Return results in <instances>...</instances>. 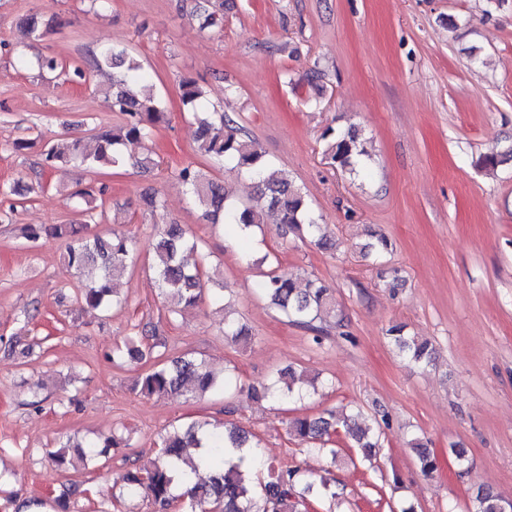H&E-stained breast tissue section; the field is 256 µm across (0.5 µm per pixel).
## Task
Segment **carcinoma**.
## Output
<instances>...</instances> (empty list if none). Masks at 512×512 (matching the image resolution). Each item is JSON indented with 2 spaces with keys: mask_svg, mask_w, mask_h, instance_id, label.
<instances>
[{
  "mask_svg": "<svg viewBox=\"0 0 512 512\" xmlns=\"http://www.w3.org/2000/svg\"><path fill=\"white\" fill-rule=\"evenodd\" d=\"M25 35L40 37L47 33L42 18L31 15L23 21ZM89 66L96 71H112V85L105 98L114 112L125 116L121 126L94 134L95 146L87 150L79 138L47 144L44 152L48 169L85 167L89 170L123 165L128 162L127 146L146 140L153 129L165 121V106L161 98L146 89L147 78L141 64L121 43H113L90 57ZM181 100L190 109L197 124L196 152L214 161H224L246 171L254 180L255 197L246 204L229 201L224 185L208 177L200 168L187 165L179 171V179L191 194L202 216L211 224H227L241 233L268 223H276L298 231L312 239L321 249H331L334 243L322 232L303 190L294 185L288 175L266 159L259 144L246 137L241 128L224 119V113L208 111L205 93L198 82L184 78L180 83ZM330 138L328 154L336 166L352 174L364 168L369 156L367 139L356 129L337 133L325 132ZM52 235L67 240L64 262L67 268L83 272L98 267L101 274L88 282L80 292V301L89 309L120 307L115 280L121 276L132 258L134 243L122 235L101 236L88 231L86 224H56ZM153 268L161 294L172 311L195 306L204 290L203 266L196 259L198 244L186 235L179 224H167L152 245ZM260 287L265 298L293 324L314 333V343H321L322 327L315 325L327 317L334 306L330 289L308 279L299 285L297 279L270 265L263 273ZM388 334L405 360L415 366H427L436 359L433 345L426 339L404 334V327L394 325ZM224 336L234 342L245 341L248 329L229 316H224ZM153 355V348L138 346L116 347L113 357L130 364L140 363ZM226 381L217 380L214 373L191 357L169 362L156 356L152 367L142 372L135 390L144 397L182 395L198 397L223 390ZM262 397L277 402L302 400L306 397L302 376L288 369L271 377L263 386ZM359 413L326 414L297 418L289 422V433L295 438L317 445L324 450L326 438L341 427L355 447L367 458L376 455L380 447L379 433L373 427L358 425ZM157 455L140 466H133L122 475V494L143 497L154 508L169 509L177 497L173 493L175 474L180 466L194 480L193 487L182 497L188 508L200 512H297L305 494L314 483L298 467L276 468L265 459L258 444L237 427L207 430L198 422L173 425L160 438ZM119 445L117 439H106L103 449L87 444L88 451L74 455L70 446L61 445L48 452L51 465L68 469L78 463L87 464ZM422 472L436 470V459L427 448L413 446ZM470 512H512V502L490 488L480 487L472 498Z\"/></svg>",
  "mask_w": 512,
  "mask_h": 512,
  "instance_id": "obj_1",
  "label": "carcinoma"
}]
</instances>
